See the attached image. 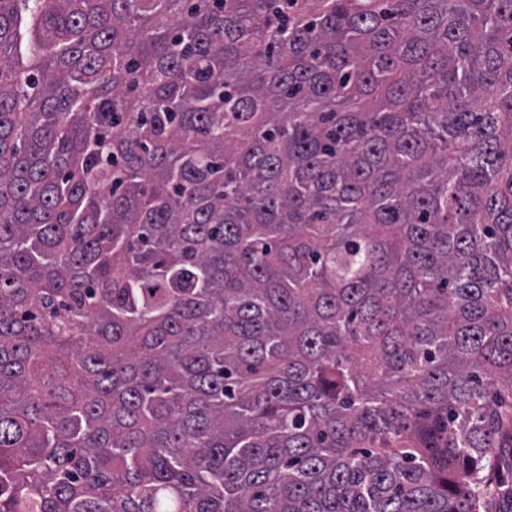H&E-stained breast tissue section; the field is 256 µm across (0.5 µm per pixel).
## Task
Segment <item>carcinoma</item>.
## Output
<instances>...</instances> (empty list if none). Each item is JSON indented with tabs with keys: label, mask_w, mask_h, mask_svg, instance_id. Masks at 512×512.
<instances>
[{
	"label": "carcinoma",
	"mask_w": 512,
	"mask_h": 512,
	"mask_svg": "<svg viewBox=\"0 0 512 512\" xmlns=\"http://www.w3.org/2000/svg\"><path fill=\"white\" fill-rule=\"evenodd\" d=\"M512 501V0H0V512Z\"/></svg>",
	"instance_id": "cac0c4a2"
}]
</instances>
